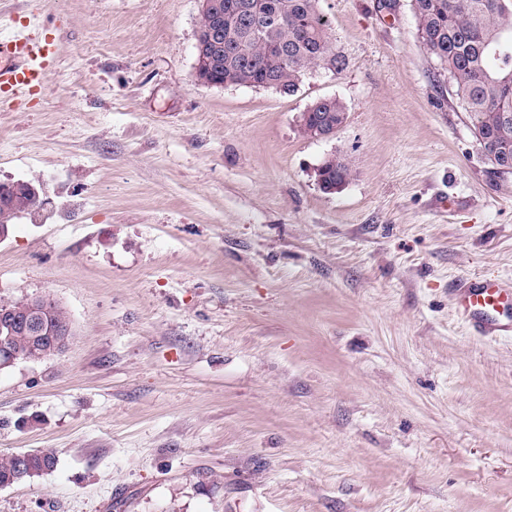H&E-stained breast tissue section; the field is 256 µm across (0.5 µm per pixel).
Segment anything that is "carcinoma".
Listing matches in <instances>:
<instances>
[{
    "label": "carcinoma",
    "instance_id": "obj_1",
    "mask_svg": "<svg viewBox=\"0 0 512 512\" xmlns=\"http://www.w3.org/2000/svg\"><path fill=\"white\" fill-rule=\"evenodd\" d=\"M240 0H219L224 16V44H210L204 55L211 79L222 83L258 87L270 76L288 89L298 90L314 68L327 64L340 71L345 61L331 51L329 24L320 12L319 0H253L263 29L250 30L236 20ZM412 10L421 44L448 77L455 100L466 112L472 133L494 174H512V0H412ZM288 47L283 61L275 52ZM347 119L345 106L337 99L313 110L303 134L329 121L340 125ZM329 185L350 176L348 164L330 157L319 167ZM40 209L20 192L0 208V225H11L23 213ZM8 349L20 359L41 361L58 354L47 342L32 347L30 337L13 336ZM56 464L51 449L37 450L21 461L0 458V486H11L51 471Z\"/></svg>",
    "mask_w": 512,
    "mask_h": 512
}]
</instances>
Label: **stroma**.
<instances>
[{"label":"stroma","instance_id":"35a3bbf8","mask_svg":"<svg viewBox=\"0 0 512 512\" xmlns=\"http://www.w3.org/2000/svg\"><path fill=\"white\" fill-rule=\"evenodd\" d=\"M40 2L0 0L56 45L0 101V182L45 201L0 241V301L74 336L0 371V457L57 453L0 512H512V335L451 293L512 281V174L411 0H320L346 65L291 96L197 81L199 0ZM327 97L345 123L303 136ZM320 174L325 176V182L329 185L342 182L343 179L350 176L348 164L336 157L327 158L319 167ZM51 305V306H49ZM52 306L55 302L41 296H34L16 302L12 307L0 306V324H9L12 321L17 322V314L25 313V321L28 329L37 335H53L51 331L49 318L52 312Z\"/></svg>","mask_w":512,"mask_h":512}]
</instances>
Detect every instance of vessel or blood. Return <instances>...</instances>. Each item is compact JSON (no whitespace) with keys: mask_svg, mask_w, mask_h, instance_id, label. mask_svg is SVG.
<instances>
[{"mask_svg":"<svg viewBox=\"0 0 512 512\" xmlns=\"http://www.w3.org/2000/svg\"><path fill=\"white\" fill-rule=\"evenodd\" d=\"M55 49L28 27H0V98L21 100L45 83ZM460 316L482 336L512 332V283L474 275L454 290Z\"/></svg>","mask_w":512,"mask_h":512,"instance_id":"1","label":"vessel or blood"}]
</instances>
